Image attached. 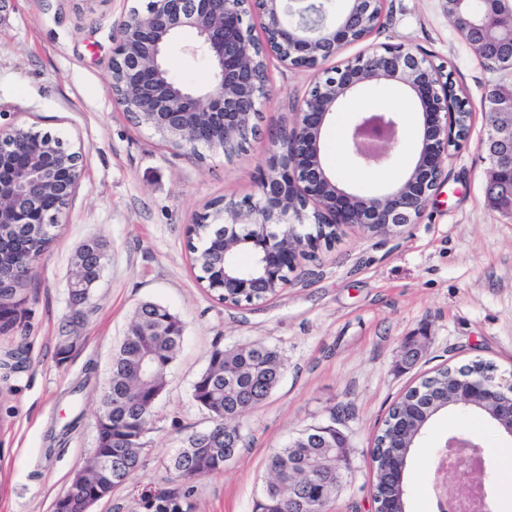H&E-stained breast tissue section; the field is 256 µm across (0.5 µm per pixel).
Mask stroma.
<instances>
[{
	"label": "stroma",
	"mask_w": 512,
	"mask_h": 512,
	"mask_svg": "<svg viewBox=\"0 0 512 512\" xmlns=\"http://www.w3.org/2000/svg\"><path fill=\"white\" fill-rule=\"evenodd\" d=\"M136 0H9L0 10V122L37 125L82 150L85 174L59 218L55 238L35 264L13 325L0 332V512H50L96 446L95 414L115 353L136 307L154 302L184 325L183 341L153 408L143 467L92 512H150L161 491L178 490L170 461L184 439L209 427L192 398L214 347L262 342L276 347L283 375L266 402L241 421L244 445L222 473L195 481L188 512H255L267 460L302 430L338 415L349 439L348 468L332 512H374L371 450L392 403L443 366L472 360L512 374V216L485 198L489 161L480 100L485 88L511 84L487 68L450 25L442 0H385L379 28L341 55L402 44L444 67L472 106L468 140L449 150L446 179L417 223L388 239L342 229L330 247L290 273V285L259 305L234 306L205 288L192 262L188 228L223 197L258 194L271 154L269 132L291 128L313 86L312 70L267 63L269 96L260 137L226 161L176 150L132 120L112 98L109 62L114 25ZM187 41H171L166 61L187 85L210 77ZM381 93L347 101L324 133V158L348 140L358 109ZM390 163L346 161L348 185L374 190L404 166L402 145ZM99 240L104 267L66 362L56 357L69 314V285L84 243ZM420 341L414 365L404 345ZM74 430L66 425L73 417ZM494 512H512L501 480L506 440L477 424ZM456 414L436 417L408 477V512H432L434 470L446 438L464 433Z\"/></svg>",
	"instance_id": "stroma-1"
}]
</instances>
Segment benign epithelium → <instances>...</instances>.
<instances>
[{"label":"benign epithelium","mask_w":512,"mask_h":512,"mask_svg":"<svg viewBox=\"0 0 512 512\" xmlns=\"http://www.w3.org/2000/svg\"><path fill=\"white\" fill-rule=\"evenodd\" d=\"M146 0L116 23L109 69L112 98L136 122L152 128L176 148L204 146L232 160L245 148L259 106L268 95L267 60L277 58L299 70H317L379 25L381 0ZM261 31L256 36L255 31ZM192 37L191 53L210 61L212 78L203 87L183 85L170 75L165 49L178 34ZM398 82L422 112L418 157L398 183L365 194L341 184L323 160L326 121L336 106L363 88ZM456 113L449 110L448 82L442 68L403 45L365 50L317 81L299 106L290 129L271 137L275 150L259 175L257 198H224L215 219L224 241L245 246L253 256L244 271L224 260V291L237 295L275 292L288 274L333 241L331 229H360L369 238H388L414 224L431 194L445 179L444 157L456 138ZM397 113L385 108L361 112L350 129L354 158L369 167L390 162L400 138ZM490 161L486 198L512 216V103L490 114L481 142ZM84 175L83 155L35 125H0V248L20 224H57ZM317 224L322 233H301ZM483 418L500 437L512 441V379L496 371L448 380V400L435 406L420 425H402L396 437L409 452L428 422L443 411ZM348 439L336 430V464L327 465L336 482L343 478ZM465 490L451 494L466 512H492L480 438H448L435 470L434 490L449 476Z\"/></svg>","instance_id":"obj_1"}]
</instances>
